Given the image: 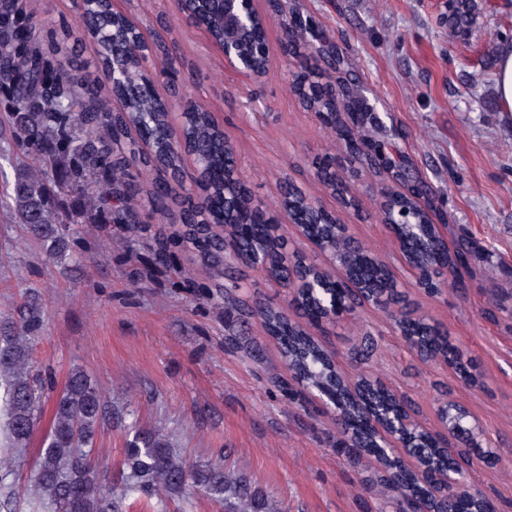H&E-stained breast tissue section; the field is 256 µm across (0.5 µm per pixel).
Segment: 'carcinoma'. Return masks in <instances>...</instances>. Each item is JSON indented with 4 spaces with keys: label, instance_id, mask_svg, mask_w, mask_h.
<instances>
[{
    "label": "carcinoma",
    "instance_id": "cac0c4a2",
    "mask_svg": "<svg viewBox=\"0 0 512 512\" xmlns=\"http://www.w3.org/2000/svg\"><path fill=\"white\" fill-rule=\"evenodd\" d=\"M83 21L87 36L98 46L102 64L108 68L126 58L138 39L124 22L112 15L107 0H91ZM476 0H453L448 14V36L464 34L474 22ZM28 30L21 24L15 0H0V92L9 103L7 121L0 123V136L8 134L26 146L30 163L13 188L15 222L25 225L29 236L44 245L55 258L70 251L69 214L58 207V200L69 199L79 209L83 224H114L130 232L149 235L152 264L170 270L177 283L192 290L196 304L220 305L224 315L247 324L257 320L278 344L281 359L292 379L307 391L324 389L338 397L336 421L346 439L344 452L354 457L379 456L382 449L375 439L366 411L346 396L336 376L332 357L298 321L290 318L295 309L310 325L333 321L352 314L357 299H348L344 290L333 285L319 288L329 272L319 255L346 259L348 274L359 280L377 299V306L398 307L396 326L404 341L424 360H443L473 386L481 385L470 361L452 344L448 332L429 322L408 299L407 292L388 285L393 278L389 267L370 251L348 247L336 217L322 209L315 211L305 193L290 185L283 194L281 208L294 220L307 226L308 238L322 242L320 254L307 257L291 247L278 232L279 225L264 221L266 205L237 177L234 147H223L221 133L208 112L177 114L180 138L185 149H173L165 131L172 127L171 113L159 103L143 81H118L116 90L126 101V111L112 112L107 106L86 105L77 88H90L85 78L88 65L77 62L73 53L60 57L47 70L37 55H24ZM300 56L306 61L290 72L291 90L309 109L328 116L341 98L351 105L360 122L378 125L377 116L363 112L350 99L346 86L336 89L330 72L340 69L343 53L331 57L320 47L305 42ZM326 62L327 66L320 65ZM343 142V159L357 161L368 155L363 140L352 128L334 119L327 124ZM150 139L155 150L145 154L141 142ZM194 157L197 190L182 195L173 192L165 179L182 177L184 154ZM327 154L314 162L321 168L326 185L343 196L347 184ZM148 177L146 203L157 211L174 204L181 209V224L166 234L152 231V225L139 222L136 197L141 181ZM403 189L386 195V206L379 218L394 232L403 256L413 259L418 285L433 293L443 283L453 284L467 262V249H448L434 230L432 209L422 186L408 181ZM252 213L254 223L240 224L241 210ZM188 250L208 269L214 287L199 285L174 264V252ZM233 257L260 269L267 280L287 290V306L243 298V284L227 258ZM42 330L39 298L31 297L26 313L18 320L0 319V398L7 417L12 445L22 447L34 431L43 394L50 375L34 372L30 366L33 345ZM365 402L386 414L406 405L403 396L381 384L370 383L363 375ZM125 421L121 410L105 402L97 387L81 372L71 374L56 400L53 419L39 460L31 471L30 487L35 496L31 509L43 512H124L126 500L136 497L149 502L157 499L156 512H168V501L188 500L201 492L224 503V512H283L281 503L257 490L249 478L224 468L221 462H196L172 447L162 429L138 431L127 443L124 468L118 482L101 479L93 447L100 425ZM407 440L427 473L445 468L447 457L436 447L427 427L406 432ZM392 487L399 496L400 512H407L412 499L424 497L431 507L453 512H480L483 498L461 485L448 501L437 500L438 488L432 480L419 476L399 463L395 454L385 460V468L364 481L366 485Z\"/></svg>",
    "mask_w": 512,
    "mask_h": 512
}]
</instances>
